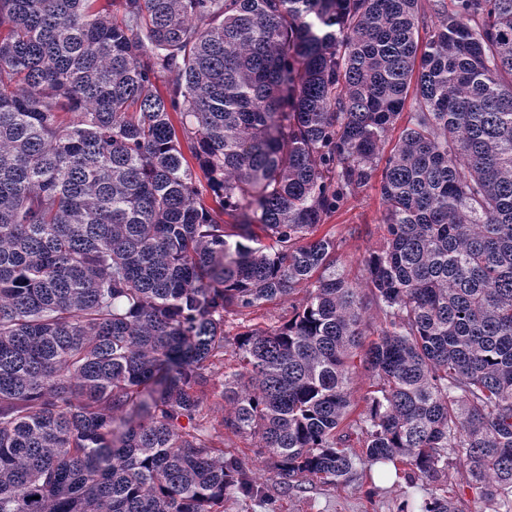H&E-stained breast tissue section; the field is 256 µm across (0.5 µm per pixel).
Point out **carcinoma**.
<instances>
[{"label":"carcinoma","instance_id":"carcinoma-1","mask_svg":"<svg viewBox=\"0 0 512 512\" xmlns=\"http://www.w3.org/2000/svg\"><path fill=\"white\" fill-rule=\"evenodd\" d=\"M419 2L0 0V512L271 502L201 415L228 346L284 489L456 463L512 512V0H431L423 44ZM382 161L362 287L317 232ZM288 306V300H277L263 304L261 307L254 309L251 314L247 316H229L224 325V332L228 333L230 336H234L236 333L244 331L248 326L256 325L258 327L267 328L280 325L281 322L288 319ZM351 399L353 404V409L355 410V414H358L363 406V402L360 398L366 393L371 380V374L364 369V367L360 364L359 358L354 359V364L351 367Z\"/></svg>","mask_w":512,"mask_h":512}]
</instances>
